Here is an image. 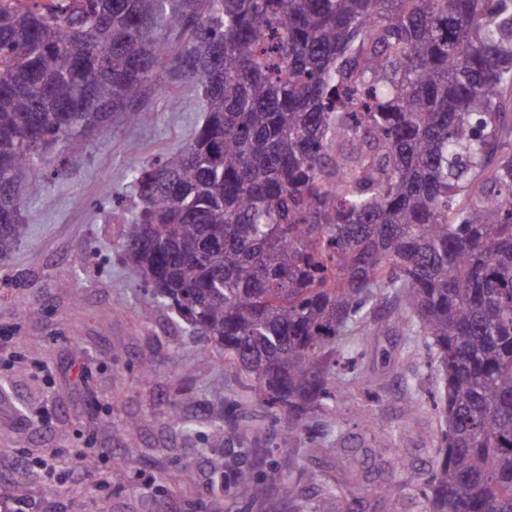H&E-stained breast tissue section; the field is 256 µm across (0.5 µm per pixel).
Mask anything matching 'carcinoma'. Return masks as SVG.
Wrapping results in <instances>:
<instances>
[{
  "label": "carcinoma",
  "instance_id": "1",
  "mask_svg": "<svg viewBox=\"0 0 512 512\" xmlns=\"http://www.w3.org/2000/svg\"><path fill=\"white\" fill-rule=\"evenodd\" d=\"M0 0V258L28 179L197 82L191 141L146 162L119 258L254 398L314 442L341 430L340 337L422 336L441 379L426 512H512V0ZM211 447L222 417L200 430ZM276 480L242 465L224 490ZM347 484L317 512H341Z\"/></svg>",
  "mask_w": 512,
  "mask_h": 512
}]
</instances>
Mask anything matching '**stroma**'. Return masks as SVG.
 Segmentation results:
<instances>
[{"instance_id":"35a3bbf8","label":"stroma","mask_w":512,"mask_h":512,"mask_svg":"<svg viewBox=\"0 0 512 512\" xmlns=\"http://www.w3.org/2000/svg\"><path fill=\"white\" fill-rule=\"evenodd\" d=\"M201 105L196 83L179 81L158 96L150 121H114L80 157L51 154L29 184L21 242L0 260V331L10 336L0 361V512H12L19 499L31 512H313L325 484L353 473L357 498L373 499L379 485L402 488L376 512H424L416 478L439 459L437 413L408 409L411 372L426 347L392 328V304L378 311L385 332L359 337L362 363L343 372L341 434L315 449L288 442L223 354L167 310L141 317L138 278L119 260L121 222L135 209L126 147L138 143L151 159L186 145L204 119ZM32 308L41 316L29 317ZM146 363L154 369L147 379ZM174 409L203 422L236 411L251 435L201 449L197 437L171 428ZM132 419L140 438L134 455L127 451ZM398 425L396 450L381 451L386 431ZM51 448H87L96 463L53 494L40 471L16 463L17 455L36 458ZM247 449L260 470L279 475L261 499L213 483ZM116 470L123 484H113Z\"/></svg>"}]
</instances>
